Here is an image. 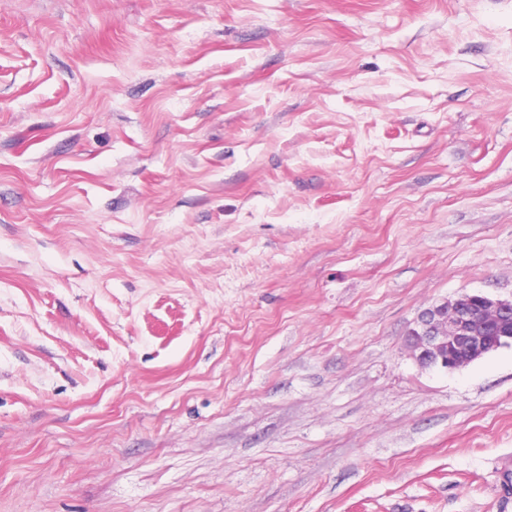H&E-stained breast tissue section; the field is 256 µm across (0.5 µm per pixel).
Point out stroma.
I'll list each match as a JSON object with an SVG mask.
<instances>
[{
    "instance_id": "1",
    "label": "stroma",
    "mask_w": 512,
    "mask_h": 512,
    "mask_svg": "<svg viewBox=\"0 0 512 512\" xmlns=\"http://www.w3.org/2000/svg\"><path fill=\"white\" fill-rule=\"evenodd\" d=\"M512 0H0V512H512ZM412 357L424 369H460L512 345V298L460 295L425 309L408 333Z\"/></svg>"
}]
</instances>
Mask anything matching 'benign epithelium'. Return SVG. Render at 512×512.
Masks as SVG:
<instances>
[{
	"instance_id": "benign-epithelium-1",
	"label": "benign epithelium",
	"mask_w": 512,
	"mask_h": 512,
	"mask_svg": "<svg viewBox=\"0 0 512 512\" xmlns=\"http://www.w3.org/2000/svg\"><path fill=\"white\" fill-rule=\"evenodd\" d=\"M412 357L424 369H460L512 345V298L460 295L425 309L408 333Z\"/></svg>"
}]
</instances>
